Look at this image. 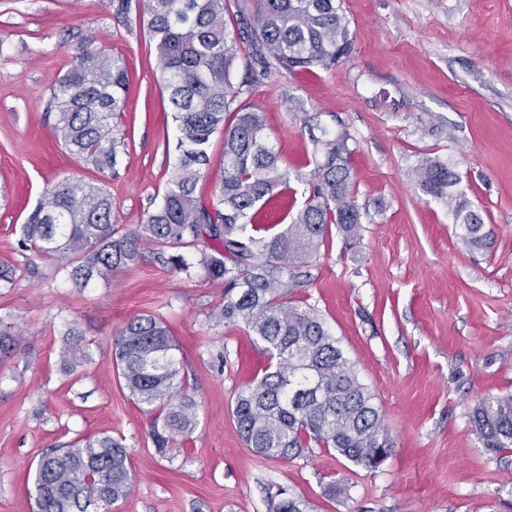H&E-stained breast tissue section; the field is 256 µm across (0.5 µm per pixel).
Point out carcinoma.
<instances>
[{"label":"carcinoma","instance_id":"cac0c4a2","mask_svg":"<svg viewBox=\"0 0 512 512\" xmlns=\"http://www.w3.org/2000/svg\"><path fill=\"white\" fill-rule=\"evenodd\" d=\"M228 28L227 0H112L113 21L126 25L144 8L147 29L161 63L163 87L177 131L174 174L146 221L133 230L112 223V197L100 185L69 179L56 183L22 225L25 246L54 255L68 280L80 288L112 281L151 257L186 270L180 248L200 254L207 277L224 286L212 316L242 324L263 345L269 366L254 384L237 392L231 409L247 447L264 457L288 458L314 445L332 448L367 469L378 468L392 444L381 410L340 340L317 311L291 298L304 286L303 268L336 228L358 237L362 214L354 192L350 134L314 139V166L296 174L307 197L272 232L255 218L274 195L290 189V177L265 133L256 109L237 102L243 88L273 72L330 70L351 52L342 0H234ZM251 49L246 76L234 85L238 43ZM128 90L125 59L81 39L52 88L56 133L66 151L100 172L117 164L124 142L116 136L118 112ZM223 134L224 178L208 198L196 195L208 148ZM427 196L452 214L455 234L470 248H488L493 232L478 211L453 191L455 167L425 157L414 169ZM20 330L0 328V358L20 345ZM87 345L64 333L60 360L74 369ZM179 345L153 315L131 318L112 338V359L125 389L149 415V437L160 453L175 438L193 434L197 401L186 389ZM482 447L512 448V394L482 400L472 414ZM134 476L126 448L110 436L87 437L41 457L33 492L37 512H111L128 497ZM273 512H309L300 497L285 495Z\"/></svg>","mask_w":512,"mask_h":512}]
</instances>
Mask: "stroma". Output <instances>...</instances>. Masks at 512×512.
Instances as JSON below:
<instances>
[{"label":"stroma","mask_w":512,"mask_h":512,"mask_svg":"<svg viewBox=\"0 0 512 512\" xmlns=\"http://www.w3.org/2000/svg\"><path fill=\"white\" fill-rule=\"evenodd\" d=\"M342 6L352 49L336 69L274 73L239 100L263 113L291 173H309L322 132L351 136L359 236L331 232L293 297L317 310L373 392L391 455L370 470L332 449L270 459L245 446L231 405L267 357L244 326L210 318L224 288L196 250L184 252L188 270L149 260L80 290L56 258L21 247L28 213L64 178L103 184L116 224L144 223L176 140L146 16L116 23L111 0H0V267L13 271L0 283V326L24 332L0 361V512H34L40 457L98 435L126 446L135 477L112 512H272L282 489L311 512H512V449L483 448L471 426L482 399L512 394V0ZM80 36L129 66L125 146L103 174L62 149L48 109ZM426 156L461 172L455 192L492 230L491 249L466 247L447 207L420 191L413 170ZM141 314L167 321L198 402L191 438L162 454L112 364L113 334ZM70 327L90 355L71 371L59 358Z\"/></svg>","instance_id":"stroma-1"}]
</instances>
